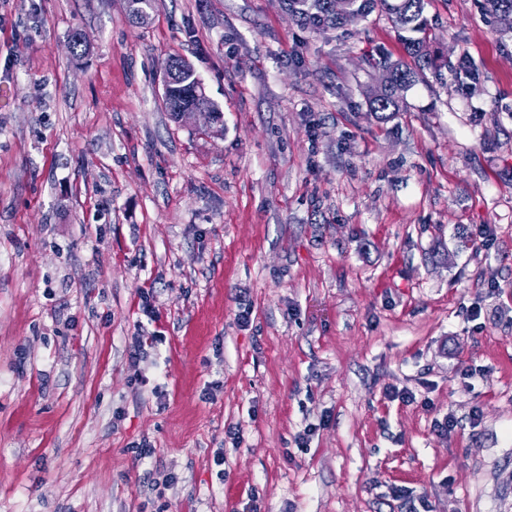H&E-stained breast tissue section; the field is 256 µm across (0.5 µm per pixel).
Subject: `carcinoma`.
<instances>
[{"label":"carcinoma","mask_w":512,"mask_h":512,"mask_svg":"<svg viewBox=\"0 0 512 512\" xmlns=\"http://www.w3.org/2000/svg\"><path fill=\"white\" fill-rule=\"evenodd\" d=\"M342 12L333 7L334 0H283L284 7L296 23L314 32L325 33L342 29L365 20L374 11L384 13L413 60L408 64L381 55L378 65L386 68L388 83L380 86L369 99V111L377 119L386 121L406 106V92L424 72L437 67L426 35V0H346ZM156 0H126V11L132 20L144 24L155 9ZM482 9L496 21L512 19V0H482ZM163 91L162 103L173 121H178L180 110L189 105H201L213 112L219 111L203 93L191 64L177 54H170L160 63Z\"/></svg>","instance_id":"obj_1"}]
</instances>
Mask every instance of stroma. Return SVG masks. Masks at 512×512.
Returning a JSON list of instances; mask_svg holds the SVG:
<instances>
[{"label":"stroma","mask_w":512,"mask_h":512,"mask_svg":"<svg viewBox=\"0 0 512 512\" xmlns=\"http://www.w3.org/2000/svg\"><path fill=\"white\" fill-rule=\"evenodd\" d=\"M425 15L381 122L378 11L0 0V512H512V32ZM174 53L221 132L165 112ZM336 1V9L333 7ZM283 0L284 7L295 22L313 32L326 33L364 21L374 11L384 13L404 46L406 55L413 60H393L381 55L378 65L386 68L388 84L379 86L369 99V111L377 119L386 121L406 106L405 93L423 77L425 70H435V56L426 35V0ZM382 73L383 82L386 71Z\"/></svg>","instance_id":"1"}]
</instances>
